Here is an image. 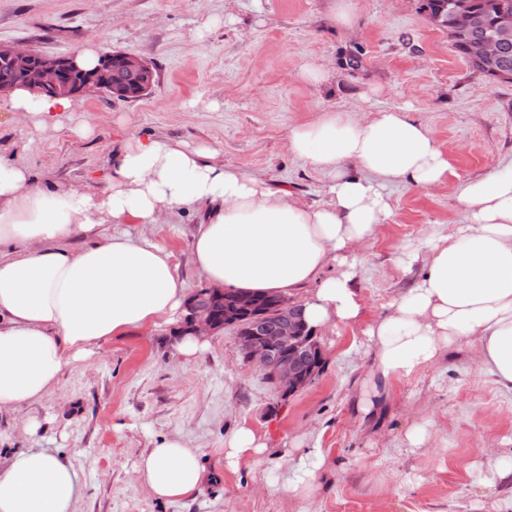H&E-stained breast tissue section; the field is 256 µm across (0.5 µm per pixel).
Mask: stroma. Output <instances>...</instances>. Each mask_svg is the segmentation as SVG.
Wrapping results in <instances>:
<instances>
[{
	"mask_svg": "<svg viewBox=\"0 0 512 512\" xmlns=\"http://www.w3.org/2000/svg\"><path fill=\"white\" fill-rule=\"evenodd\" d=\"M351 3L345 27L336 0H0V42L69 55L93 39L144 58L157 73L152 92L134 102L76 98L55 130L17 127L0 97V155L27 165L46 188L98 189L113 149L137 133L214 146L225 164L325 206L329 174L288 146L290 129L324 110L365 121L406 109L450 163L440 186L387 185L390 213L360 250L364 320L319 330L325 366L303 391L285 397L266 383L242 361L233 328L187 359L164 327L109 339L92 366H65L24 410L36 432L1 416L0 456L43 448L71 464L77 512H307L308 502L285 487L286 461L314 447L327 455L320 512H496L502 491L481 484L474 463L490 444L512 457L500 445L512 437V395L476 369L471 345L396 380L377 421L361 422L354 405L371 361L365 324L389 315L393 299L420 278L428 241L464 223L462 185L512 163V82L474 74L420 0ZM354 56L361 65L352 70ZM307 62L329 79H297ZM198 223L184 209L147 231L172 253L192 295L207 287L191 255ZM243 425L266 436L267 449L231 472L224 444ZM415 426L426 447H400ZM175 436L199 450L207 478L170 503L134 483L132 470Z\"/></svg>",
	"mask_w": 512,
	"mask_h": 512,
	"instance_id": "obj_1",
	"label": "stroma"
}]
</instances>
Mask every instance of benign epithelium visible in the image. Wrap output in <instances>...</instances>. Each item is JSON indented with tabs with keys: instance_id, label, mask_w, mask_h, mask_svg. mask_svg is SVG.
I'll list each match as a JSON object with an SVG mask.
<instances>
[{
	"instance_id": "1",
	"label": "benign epithelium",
	"mask_w": 512,
	"mask_h": 512,
	"mask_svg": "<svg viewBox=\"0 0 512 512\" xmlns=\"http://www.w3.org/2000/svg\"><path fill=\"white\" fill-rule=\"evenodd\" d=\"M448 14L463 21L470 28H486L483 19L471 13L469 0H448ZM512 40V18L505 16L499 26L492 28L476 44V52L490 65L497 64L501 48ZM0 58L6 59L20 76L17 83L0 84V95L8 94L17 87H24L40 95L49 84L64 97H88L112 95V88L96 76L80 68L71 55L56 56L43 53L29 45L0 42ZM120 63L125 73L147 93L154 86L155 73L150 63L132 53L109 50L100 55V64ZM186 329L196 336H207L222 328L212 313L201 307L198 301L188 306L185 317ZM305 327L302 308L293 306L280 315L275 335L266 336L257 331L248 336L237 337L238 351L249 366L262 372L273 370L274 380L285 393L292 395L311 385L319 375L320 360L324 359L322 346L314 338L300 341L301 329ZM286 346L295 348V353L286 358H277V352Z\"/></svg>"
}]
</instances>
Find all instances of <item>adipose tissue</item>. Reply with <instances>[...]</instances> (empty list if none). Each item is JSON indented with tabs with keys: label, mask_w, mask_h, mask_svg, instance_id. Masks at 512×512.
I'll return each mask as SVG.
<instances>
[{
	"label": "adipose tissue",
	"mask_w": 512,
	"mask_h": 512,
	"mask_svg": "<svg viewBox=\"0 0 512 512\" xmlns=\"http://www.w3.org/2000/svg\"><path fill=\"white\" fill-rule=\"evenodd\" d=\"M16 122L56 129L67 97L10 93ZM293 154L328 172L330 202L312 206L224 164L219 149L128 136L97 191L45 190L31 170L0 157V414L43 398L64 366L92 358L111 337L178 322L189 300L172 254L140 234L181 209L202 211L193 261L207 283L241 294L299 296L313 328L365 315L355 286L357 249L390 209L393 181L429 188L448 157L403 109L366 122L326 110L288 134ZM465 224L429 241L425 271L393 301L392 314L364 331L374 345L356 411L376 414L394 381L434 367L460 342H476L475 363L512 394V164L468 181L458 195ZM102 224L119 232L98 234ZM78 238V249L61 248ZM335 273L324 276L327 267ZM310 295H303L306 285ZM134 479L169 502L204 480L196 449L178 437L142 456ZM77 475L40 448L0 462V512H77Z\"/></svg>",
	"instance_id": "ef3b65f1"
}]
</instances>
